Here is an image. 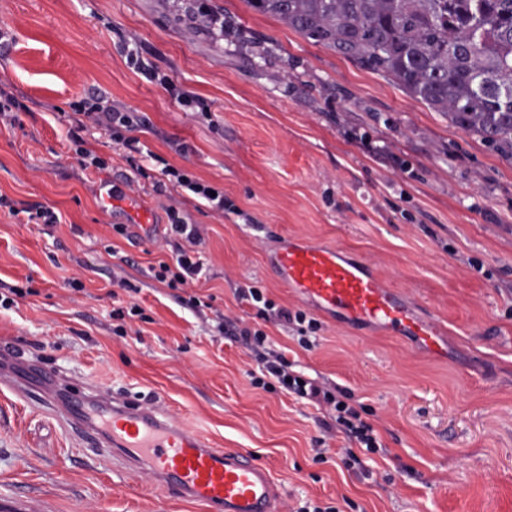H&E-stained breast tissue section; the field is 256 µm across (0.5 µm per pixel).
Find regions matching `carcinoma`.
<instances>
[{"mask_svg": "<svg viewBox=\"0 0 512 512\" xmlns=\"http://www.w3.org/2000/svg\"><path fill=\"white\" fill-rule=\"evenodd\" d=\"M512 155V0H248Z\"/></svg>", "mask_w": 512, "mask_h": 512, "instance_id": "obj_1", "label": "carcinoma"}]
</instances>
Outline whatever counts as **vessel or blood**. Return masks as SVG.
Segmentation results:
<instances>
[{
    "label": "vessel or blood",
    "mask_w": 512,
    "mask_h": 512,
    "mask_svg": "<svg viewBox=\"0 0 512 512\" xmlns=\"http://www.w3.org/2000/svg\"><path fill=\"white\" fill-rule=\"evenodd\" d=\"M264 260L284 287L318 311L355 329L379 326L414 339L429 353L445 354L441 325L419 316L403 291L369 265L347 259L340 248L290 236L266 251ZM6 384L50 410L89 448L110 452L177 498L209 512H282L281 494L263 461L213 447L156 402L133 403L94 386L73 394L61 388L57 375L29 364L8 374ZM0 512H53V506L46 500L0 498Z\"/></svg>",
    "instance_id": "obj_1"
}]
</instances>
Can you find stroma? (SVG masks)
I'll list each match as a JSON object with an SVG mask.
<instances>
[{"label":"stroma","instance_id":"1","mask_svg":"<svg viewBox=\"0 0 512 512\" xmlns=\"http://www.w3.org/2000/svg\"><path fill=\"white\" fill-rule=\"evenodd\" d=\"M203 1L223 24L199 12ZM0 30L10 37L0 88L23 106L15 125L0 124V196L20 210L0 208V296L19 291L0 305V350L77 392L157 399L219 447L258 456L284 512H512V157L247 0H0ZM128 44L206 112L183 111L136 72ZM90 96L140 118V152L90 122L86 146L109 165L77 164L67 114ZM165 162L223 190L235 213L156 191ZM112 181L154 236L134 224L115 232L123 216L99 198ZM34 205L60 223H28ZM168 205L201 229L206 276L185 291L210 307H182L150 275L177 244ZM285 235L339 247L405 291L442 320L447 357L298 300L264 262ZM248 286L316 318L311 349L238 300ZM133 303L144 315L118 336L112 310ZM224 315L263 329L294 370L347 391L381 442L364 469L344 466L359 446L323 429L325 410L252 385L258 363L219 336ZM1 496L45 498L55 512H207L0 386Z\"/></svg>","mask_w":512,"mask_h":512}]
</instances>
